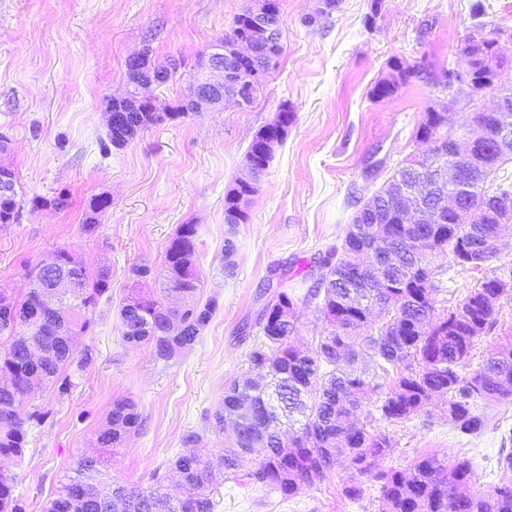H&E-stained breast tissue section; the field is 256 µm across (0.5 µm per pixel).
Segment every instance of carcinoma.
Wrapping results in <instances>:
<instances>
[{"label": "carcinoma", "mask_w": 512, "mask_h": 512, "mask_svg": "<svg viewBox=\"0 0 512 512\" xmlns=\"http://www.w3.org/2000/svg\"><path fill=\"white\" fill-rule=\"evenodd\" d=\"M498 45V39L479 32L459 52V61L471 69L478 92L493 87V80L479 67L477 52L492 51ZM390 68L394 73L374 86L372 97L395 96L412 74L397 60ZM157 116L148 111L126 113L127 123L143 130L156 124ZM441 124L439 116L427 113L416 141L429 142ZM478 152L483 166L464 169L460 211L443 210L430 224L384 228L403 257L399 268L384 271V282L350 288L342 279L327 285L323 275H317L306 298L321 304L327 327L312 348L302 350L292 344L295 323L280 320L283 309H293L287 292L275 293L266 303L258 319L265 342L251 351L249 371L224 391L222 405L207 417L219 431L228 423L234 427V446L224 449L226 479L290 498L322 482L343 460L360 476L380 483L385 512H512V486L474 488L473 465L467 458L450 460L434 452L416 457L406 470H375V460L390 450V440L351 421L370 400L366 377L387 374L391 368L396 378L377 406L389 422L426 411L431 395L437 393L446 398L448 421L460 433L473 436L486 424L485 416L475 408L476 400L512 402L511 339L498 344L469 375L459 373L460 365L473 357L477 345L496 327V302L512 292V267L485 280L461 305L442 313L435 308L437 268L431 267L432 261L448 257L457 266L477 268L491 259L485 244L498 231L495 196L512 193V181L499 182L492 192L486 187L504 165L512 163V155L500 153L491 140L481 143ZM435 154H440L436 146L426 156L405 159L392 181L417 184L415 164ZM7 182L11 191L0 193V224L15 223L21 209L15 174H8ZM398 205L389 185L360 206L341 245L326 249V255L336 259L335 272L354 270L367 251L379 247V238L360 233L368 218L366 210H395ZM109 206L106 197L90 202L82 221L84 233L96 232L98 215ZM195 236L194 225L179 226L166 250L162 273L164 284L181 290L187 298L188 308L180 313L182 335L167 334L165 324L175 310L157 300L130 297L119 311L123 341L133 346L152 344L160 360L168 361L192 348L217 310L216 299L203 303L196 299L201 281ZM59 256L60 270L79 280L74 297L76 326L85 333L91 324L88 312L109 291V272L99 269L91 274L83 266L68 270L69 252L63 250ZM23 279L24 293L16 300L15 310H0V334L13 337L16 326L36 312L39 334L51 355L36 366L25 361L16 343L0 350V371L14 377V389L0 391V457L6 458L23 455L29 425L43 420L39 410L26 409L36 392L53 386L67 393L73 375L93 362L90 352L76 358L67 344L65 326L43 300L53 275L35 266L24 269ZM244 400L251 408L246 419L237 414ZM140 423L135 402L117 399L95 443L110 452L138 430ZM200 441L197 433L186 435V451L172 461L181 477L175 491L160 477L147 488L116 482L105 489L100 482L103 458L82 456L47 499L43 512H112L115 500L122 504V512H215L216 478L208 460L193 450ZM253 454L254 467L241 470L242 458ZM0 512H25L24 503L14 495L13 479L2 472Z\"/></svg>", "instance_id": "cac0c4a2"}]
</instances>
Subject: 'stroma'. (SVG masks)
<instances>
[{"mask_svg":"<svg viewBox=\"0 0 512 512\" xmlns=\"http://www.w3.org/2000/svg\"><path fill=\"white\" fill-rule=\"evenodd\" d=\"M473 0H280L283 52L251 106L228 99L218 111L192 112L151 126L120 149H106L105 101L127 87L125 62L143 44L153 60L179 58L181 69L156 92L158 110L176 107L198 60L230 33L250 0H0V135L9 140L0 163L17 178L23 209L16 223L0 224V286L21 292L20 271L60 250L87 269L108 268L110 289L89 313L92 325L78 350L93 362L76 373L68 393L40 390L31 403L43 414L32 425L23 457L0 459L27 512H42L73 460L97 455L95 438L114 400L132 399L141 425L114 449L104 483L148 487L183 452V436L200 435L198 448L216 473L232 429L216 431L207 417L225 389L246 373L249 354L262 342L259 330L240 339L272 293L275 269L288 270L280 288L295 297L294 341L306 347L326 326L317 303L303 295L318 253L343 241L358 202L388 183L411 154L427 153L415 134L428 112H446L452 131L471 128L472 114L497 104L495 90L449 101L448 64L475 34L477 24L500 33L506 57L498 88L512 87V0H484L483 19L472 17ZM318 21L308 26L304 17ZM427 71L411 77L391 99L372 89L392 61ZM294 119L256 182L245 223L224 221V197L248 178L245 153L255 134L282 111ZM66 196L65 206L54 198ZM111 204L94 234L82 230L91 199ZM42 206H33V199ZM195 225L200 299L218 309L196 344L177 358H156L151 344H125L118 310L132 294L176 304L160 271L179 225ZM235 244L233 276L224 273V241ZM512 265V223L496 256L476 268L444 266L436 277L435 307L462 303L474 289ZM150 268L138 277L136 268ZM373 399L378 391H371ZM371 403L357 417L386 434L391 449L379 468L406 469L417 456L437 451L468 457L477 485L512 482L499 468L503 433L512 430V403L480 399L483 432L459 434L442 400L425 413L391 423ZM362 483L352 500L343 488ZM217 512H382L380 486L336 467L313 488L291 499L259 488L221 481Z\"/></svg>","mask_w":512,"mask_h":512,"instance_id":"1","label":"stroma"}]
</instances>
